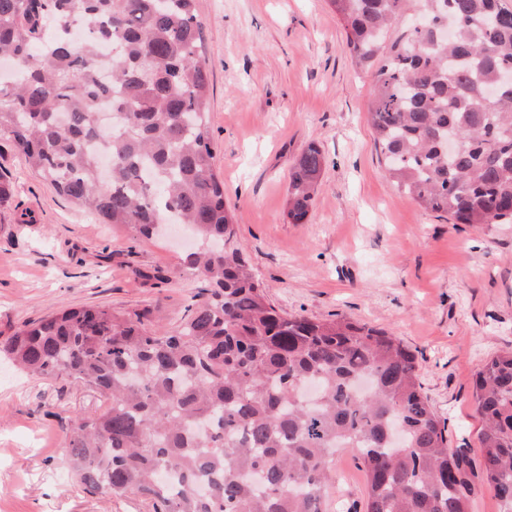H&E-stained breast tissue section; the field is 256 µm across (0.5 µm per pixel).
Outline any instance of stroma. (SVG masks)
I'll return each instance as SVG.
<instances>
[{"label": "stroma", "mask_w": 512, "mask_h": 512, "mask_svg": "<svg viewBox=\"0 0 512 512\" xmlns=\"http://www.w3.org/2000/svg\"><path fill=\"white\" fill-rule=\"evenodd\" d=\"M210 73L215 172L269 300L291 315L347 318L398 336L448 443L481 459L473 373L512 350V224H455L382 175L368 110L374 75L356 70L329 0H197ZM324 167L305 223L285 217L288 174L308 144ZM15 185L0 209V339L67 307L139 313L179 327L207 297L186 238L133 243L58 195L22 154H0ZM26 212L31 221L18 224ZM100 409L91 390L0 359V512H151L134 497L90 496L63 466L70 417ZM330 490L360 512L367 484L339 451Z\"/></svg>", "instance_id": "1"}]
</instances>
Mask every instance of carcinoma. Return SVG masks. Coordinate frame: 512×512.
Masks as SVG:
<instances>
[{
    "instance_id": "1",
    "label": "carcinoma",
    "mask_w": 512,
    "mask_h": 512,
    "mask_svg": "<svg viewBox=\"0 0 512 512\" xmlns=\"http://www.w3.org/2000/svg\"><path fill=\"white\" fill-rule=\"evenodd\" d=\"M329 2L352 61L374 70L385 177L457 224H511L512 86L486 94L512 73V4ZM76 21L90 34L81 45ZM99 42L112 47L110 84ZM202 42L196 0H0V57L16 70L0 82V140L59 195L141 240L192 225L200 247L185 263L211 286L174 331L63 308L0 341L18 370L104 399L70 419L64 466L85 493L153 512H327L334 457L349 449L367 476L364 512H469L476 481L512 512V350L474 373L475 467L448 447L401 339L271 304L214 172ZM104 104L115 129L98 123ZM323 165L314 144L296 159L288 223L306 220Z\"/></svg>"
}]
</instances>
